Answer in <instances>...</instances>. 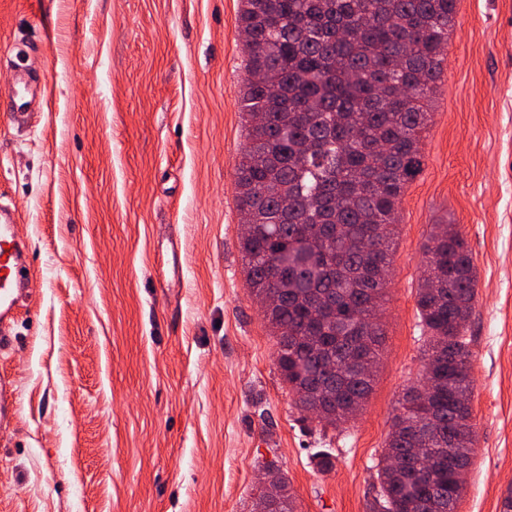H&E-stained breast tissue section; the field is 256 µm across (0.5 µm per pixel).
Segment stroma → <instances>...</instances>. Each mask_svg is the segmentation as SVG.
Segmentation results:
<instances>
[{
    "mask_svg": "<svg viewBox=\"0 0 512 512\" xmlns=\"http://www.w3.org/2000/svg\"><path fill=\"white\" fill-rule=\"evenodd\" d=\"M240 0H0V204L33 284L0 375V512H252L277 461L298 512H371L376 464L424 364V246L454 224L477 271L475 465L459 512L512 491V0H458L422 173L399 205L373 389L339 428L301 420L246 285ZM333 456L331 471L317 465Z\"/></svg>",
    "mask_w": 512,
    "mask_h": 512,
    "instance_id": "obj_1",
    "label": "stroma"
}]
</instances>
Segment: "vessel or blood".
<instances>
[{
    "label": "vessel or blood",
    "instance_id": "b4317fda",
    "mask_svg": "<svg viewBox=\"0 0 512 512\" xmlns=\"http://www.w3.org/2000/svg\"><path fill=\"white\" fill-rule=\"evenodd\" d=\"M19 222L17 207L0 206V343L9 336L12 314L29 277L25 251L16 238Z\"/></svg>",
    "mask_w": 512,
    "mask_h": 512
}]
</instances>
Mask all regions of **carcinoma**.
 <instances>
[{
    "instance_id": "carcinoma-1",
    "label": "carcinoma",
    "mask_w": 512,
    "mask_h": 512,
    "mask_svg": "<svg viewBox=\"0 0 512 512\" xmlns=\"http://www.w3.org/2000/svg\"><path fill=\"white\" fill-rule=\"evenodd\" d=\"M458 0H241L248 142L236 165L249 216L240 251L277 338L295 408L328 426L372 390L398 209L422 171L423 133ZM416 289L427 362L392 419L371 512H458L473 465L466 325L477 274L455 224H437ZM253 512H297L280 467Z\"/></svg>"
}]
</instances>
